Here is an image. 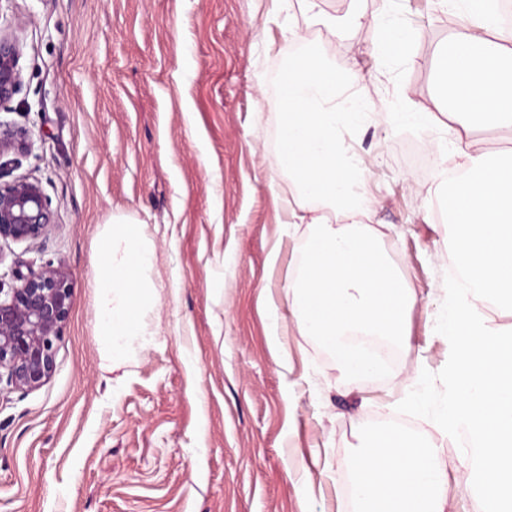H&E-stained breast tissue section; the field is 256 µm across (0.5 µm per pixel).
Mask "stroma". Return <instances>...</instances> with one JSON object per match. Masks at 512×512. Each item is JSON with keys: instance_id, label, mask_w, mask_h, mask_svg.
Returning <instances> with one entry per match:
<instances>
[{"instance_id": "stroma-1", "label": "stroma", "mask_w": 512, "mask_h": 512, "mask_svg": "<svg viewBox=\"0 0 512 512\" xmlns=\"http://www.w3.org/2000/svg\"><path fill=\"white\" fill-rule=\"evenodd\" d=\"M388 7L321 0L309 23L298 0L277 14L270 0H0L22 74L0 121L33 142L4 160L10 177L42 185L56 222L43 243L0 240V283L61 263L74 299L49 381L0 389V512H349L358 446L399 421L454 460L399 390L340 379L283 290L309 227L287 225L275 85L311 44L337 72L364 73L350 95L405 87L429 105L453 25L431 0H408L397 12L418 36L377 70L378 37L357 19ZM350 144L371 223L419 298L397 368L440 374L448 226L428 219L435 169L412 166L432 143L374 112ZM118 218L152 243L159 334L108 375L94 274L98 230Z\"/></svg>"}]
</instances>
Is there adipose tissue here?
Instances as JSON below:
<instances>
[{
  "label": "adipose tissue",
  "instance_id": "obj_1",
  "mask_svg": "<svg viewBox=\"0 0 512 512\" xmlns=\"http://www.w3.org/2000/svg\"><path fill=\"white\" fill-rule=\"evenodd\" d=\"M455 27L438 58V89L430 106L407 89L389 104L396 126L431 135L439 169L428 195L444 204L454 273L440 298L435 328L452 348L436 393L414 392L411 408L435 428L461 438V474L481 493L482 512H512V325L493 324L488 310L512 315V151L491 150L477 129L512 132V38L493 39L500 0H435ZM369 28L380 36L376 58L404 52L417 33L379 13ZM316 49L288 65L280 101L285 148L280 174L298 195L294 224L311 229L303 257L284 285L288 311L301 331L330 347L350 383L396 379L351 345V336H375L397 349L410 345L408 317L417 303L385 256L382 234L369 223L373 200L367 171L348 143L375 105L336 102L345 82ZM447 119H440V112ZM95 330L105 372L157 336L154 285L141 224L120 218L97 234ZM448 467L400 428L375 433L353 462L354 512H445Z\"/></svg>",
  "mask_w": 512,
  "mask_h": 512
}]
</instances>
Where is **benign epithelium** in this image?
Instances as JSON below:
<instances>
[{
    "label": "benign epithelium",
    "mask_w": 512,
    "mask_h": 512,
    "mask_svg": "<svg viewBox=\"0 0 512 512\" xmlns=\"http://www.w3.org/2000/svg\"><path fill=\"white\" fill-rule=\"evenodd\" d=\"M19 45L0 35V105L9 102L22 83ZM29 149L28 132L0 122V156ZM55 227L51 203L40 183L4 180L0 166V240L44 242ZM0 383L19 390L43 386L55 370V344L73 306L71 274L49 262L38 273L0 286Z\"/></svg>",
    "instance_id": "benign-epithelium-1"
}]
</instances>
